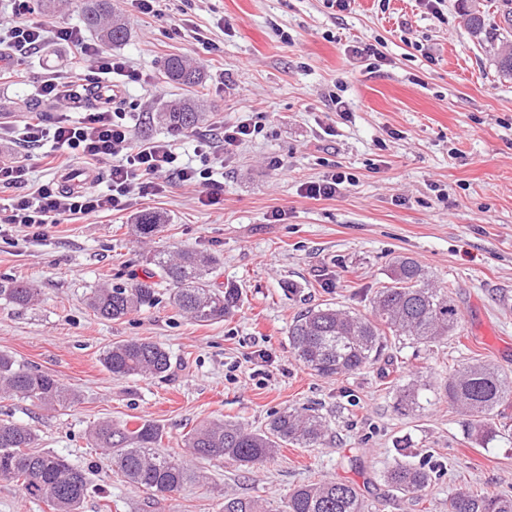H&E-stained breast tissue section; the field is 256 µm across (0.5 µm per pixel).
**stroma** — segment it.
I'll return each instance as SVG.
<instances>
[{
	"mask_svg": "<svg viewBox=\"0 0 512 512\" xmlns=\"http://www.w3.org/2000/svg\"><path fill=\"white\" fill-rule=\"evenodd\" d=\"M116 2L129 37L114 52L143 76L114 102L133 141L167 140L190 158L198 138L219 142L221 124L261 112L265 128L215 167L224 181L219 204L203 205L202 186L173 179L92 224L63 223L39 236L0 230V282L22 280L39 292L29 306L0 299V350L80 395L57 410L0 397V418L30 427L40 450L88 473L82 512H219L224 493L274 504L326 478L353 483L371 512H448L449 493L464 486L512 494V444L479 447L467 416L440 390L451 370L476 360L512 375V78L499 71L497 43L474 36L460 0L435 11L426 0H354L339 14L325 0H161L155 17L133 0ZM358 41L382 42L383 60L353 54ZM177 54L201 72V86L165 78V60ZM17 67L18 77L0 84L5 127L60 112L51 102L15 112L33 102L44 73L82 76L90 65L51 39ZM335 95L345 111L332 105ZM183 97L209 115L190 133L156 119ZM334 171L351 177L345 191L306 196V183ZM144 210L167 218L147 239L131 228ZM178 249L215 255V286L240 289L224 320L179 315L161 280L157 303L124 319L101 320L87 307L92 289L144 279L151 253ZM402 256L450 287L456 333L432 346L389 338L393 365L381 360L333 378L305 368L288 340L297 315L325 303L369 313ZM132 338L169 350L167 376L112 377L101 352ZM259 347L268 360L256 366L250 356ZM409 382L424 401L403 414L397 391ZM303 405L330 423L317 447L290 446L244 468L196 458L183 445L204 422L262 429ZM142 419L161 425L166 448L199 475L175 497L150 499L89 443L94 422ZM403 441L438 465L419 501L383 480Z\"/></svg>",
	"mask_w": 512,
	"mask_h": 512,
	"instance_id": "obj_1",
	"label": "stroma"
}]
</instances>
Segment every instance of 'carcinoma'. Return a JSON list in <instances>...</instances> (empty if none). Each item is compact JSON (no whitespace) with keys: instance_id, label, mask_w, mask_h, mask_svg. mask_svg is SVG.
Here are the masks:
<instances>
[{"instance_id":"cac0c4a2","label":"carcinoma","mask_w":512,"mask_h":512,"mask_svg":"<svg viewBox=\"0 0 512 512\" xmlns=\"http://www.w3.org/2000/svg\"><path fill=\"white\" fill-rule=\"evenodd\" d=\"M82 20L101 45L124 44L128 29L113 0H82ZM500 25L488 29L483 14L475 10L469 24L476 36L498 39L512 36V0H494ZM498 67L512 76V41L503 42ZM166 79L184 85L202 81L200 72L186 60L173 55L164 63ZM204 113L187 102H176L160 113L172 130L194 129ZM161 218L153 212L135 217V228L143 237L159 231ZM153 264L171 287L174 308L200 323L217 322L238 307L241 294L236 288L220 289L209 275L217 259L207 253L180 249L153 254ZM0 298L27 306L37 300V290L28 283L10 280L0 283ZM155 283L136 281L129 286H102L86 298L87 306L104 320H120L154 304ZM459 327L457 306L445 288L425 277L417 263L399 259L391 269L389 285L372 299L371 314L338 309L325 304L299 315L288 328V338L298 360L322 377L357 372L374 364L382 355L386 333L404 336L416 344H435ZM100 361L116 379L161 376L171 368L170 352L148 339H129L112 344ZM443 390L462 412L471 417L470 436L485 447L494 441L512 443V426L505 410L512 403V377L481 363H472L448 375ZM0 395L30 400L55 409L77 404L79 394L53 375L17 361L0 352ZM421 388L403 386L398 395L404 412L420 407ZM325 416L315 408H288L263 430H252L233 421H210L191 429L183 444L195 455L209 460L229 458L250 468L275 457L288 445L309 448L321 443L328 433ZM92 445L103 449L130 482L152 493L168 497L182 489L191 474L180 457L163 448L164 428L142 420L130 428L102 421L89 431ZM37 435L27 426L0 419V480L16 483L33 501L46 503L52 512H81L91 489L87 473L52 452H36ZM395 460L384 475L386 484L406 495L421 498L432 482L434 469L408 461V446L396 448ZM366 505L356 487L346 481L327 479L302 485L273 507L240 497H224L222 512H365ZM448 512H512V496L495 493L473 494L459 490L448 497Z\"/></svg>"}]
</instances>
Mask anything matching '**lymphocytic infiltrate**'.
<instances>
[{"label":"lymphocytic infiltrate","instance_id":"1","mask_svg":"<svg viewBox=\"0 0 512 512\" xmlns=\"http://www.w3.org/2000/svg\"><path fill=\"white\" fill-rule=\"evenodd\" d=\"M31 0H12V23L0 24V44L24 54L40 52L47 38L70 44L77 54L91 61L100 79L113 81L123 77L139 81L140 75L124 58L108 54L86 41L80 29L62 27L48 30L42 24L28 21ZM37 94L62 105L64 112L53 119L28 122L14 129L0 127V138H8L34 150L37 161L48 168H65L70 158L88 164L112 160L110 185L104 192H65L54 182L27 192L30 167L26 164L0 162V190H15L6 223L22 231L41 234L49 226L73 219L91 221L106 211H120L132 195L153 196L162 191L161 176L178 178L181 182L198 183L205 189V202L218 204L224 184L214 179L207 148H199L200 166L182 162L172 144L166 140L136 143L126 115L107 105L93 106L87 101L84 87L78 81L55 74L44 77ZM51 150H44V143Z\"/></svg>","mask_w":512,"mask_h":512}]
</instances>
